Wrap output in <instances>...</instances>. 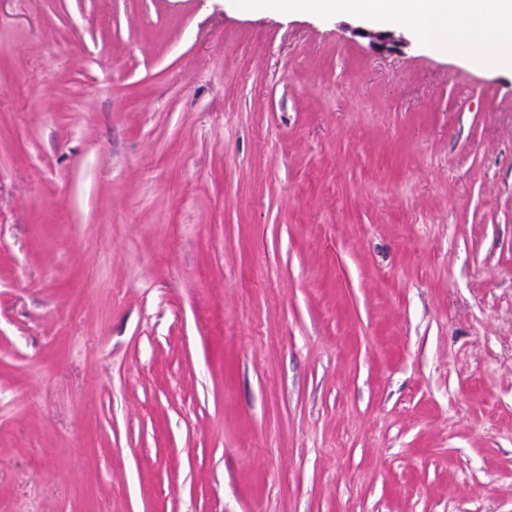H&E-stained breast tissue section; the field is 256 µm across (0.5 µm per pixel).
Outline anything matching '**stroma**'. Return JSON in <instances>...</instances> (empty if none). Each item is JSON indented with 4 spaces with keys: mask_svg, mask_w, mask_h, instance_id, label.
Returning a JSON list of instances; mask_svg holds the SVG:
<instances>
[{
    "mask_svg": "<svg viewBox=\"0 0 512 512\" xmlns=\"http://www.w3.org/2000/svg\"><path fill=\"white\" fill-rule=\"evenodd\" d=\"M235 2L0 0V512H512V70Z\"/></svg>",
    "mask_w": 512,
    "mask_h": 512,
    "instance_id": "1",
    "label": "stroma"
}]
</instances>
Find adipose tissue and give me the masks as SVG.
Segmentation results:
<instances>
[{
    "label": "adipose tissue",
    "mask_w": 512,
    "mask_h": 512,
    "mask_svg": "<svg viewBox=\"0 0 512 512\" xmlns=\"http://www.w3.org/2000/svg\"><path fill=\"white\" fill-rule=\"evenodd\" d=\"M246 14L361 15L413 29L427 44H442L473 59L493 54L512 68V0H239Z\"/></svg>",
    "instance_id": "1"
}]
</instances>
